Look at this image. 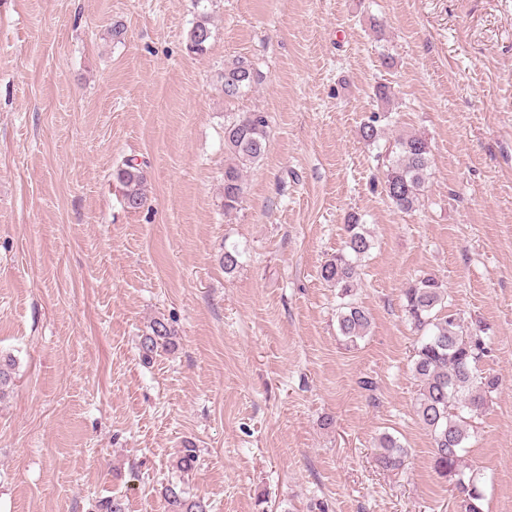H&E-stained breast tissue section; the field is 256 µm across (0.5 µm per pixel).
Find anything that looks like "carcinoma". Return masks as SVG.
<instances>
[{
	"instance_id": "carcinoma-1",
	"label": "carcinoma",
	"mask_w": 512,
	"mask_h": 512,
	"mask_svg": "<svg viewBox=\"0 0 512 512\" xmlns=\"http://www.w3.org/2000/svg\"><path fill=\"white\" fill-rule=\"evenodd\" d=\"M213 36L207 10L198 13L189 32L188 49L204 53ZM261 71L245 56L224 62L219 86L224 101L235 102L247 96L260 83ZM381 115L374 112L360 125L359 136L368 145L382 138ZM268 115L261 111L236 112L224 121V183L221 207L228 215L242 202L248 169L258 164L266 151ZM425 136L409 134L398 139L384 176L383 191L396 209L411 212L419 206L430 163ZM114 177L120 185L126 208L139 210L147 203L146 175L143 164L132 159L122 163ZM343 248L326 261L320 276L338 290L342 299L337 313L339 334L351 343L367 336L371 315L360 306L355 295L360 286V262L373 247V239L359 218L351 216L345 225ZM403 310L411 324L421 332L415 351L413 372L419 382L416 416L430 433L434 470L453 484L464 512H481L483 493L474 469L465 462L471 420L482 413L492 393L499 388V377L479 369L486 356V342L477 330L464 325L461 317L449 309L448 289L433 275H419L403 290ZM177 332L164 318L150 321L142 336L139 352L149 362L160 349L177 346ZM14 360L0 358V397L12 382ZM378 462L386 470L405 465L407 449L389 434L378 439ZM199 449L191 442L173 460L172 469L179 480L164 487L166 512H207V505L182 485L184 476L197 467Z\"/></svg>"
}]
</instances>
